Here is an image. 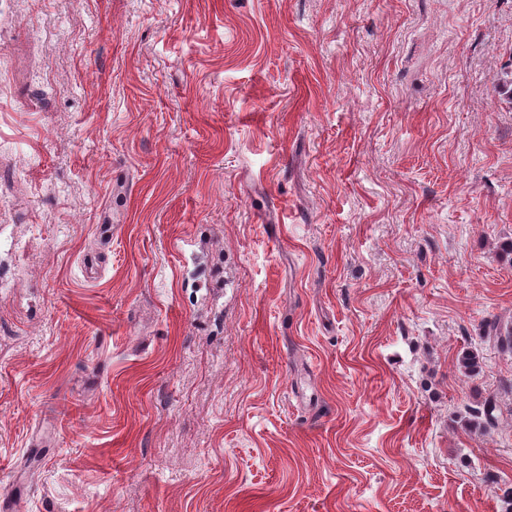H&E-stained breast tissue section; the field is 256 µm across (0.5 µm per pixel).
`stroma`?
<instances>
[{"label": "stroma", "instance_id": "stroma-1", "mask_svg": "<svg viewBox=\"0 0 512 512\" xmlns=\"http://www.w3.org/2000/svg\"><path fill=\"white\" fill-rule=\"evenodd\" d=\"M510 70L512 0H0V512H503Z\"/></svg>", "mask_w": 512, "mask_h": 512}]
</instances>
